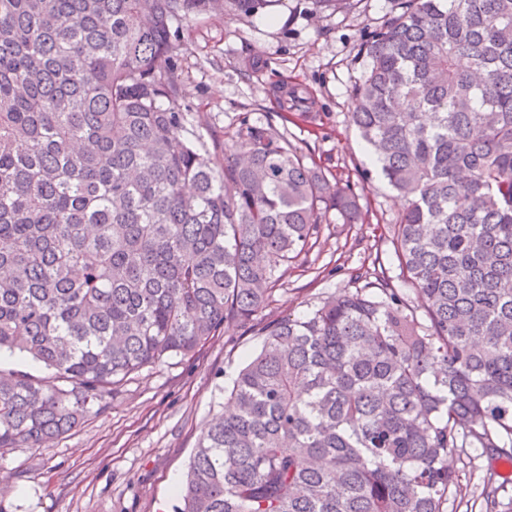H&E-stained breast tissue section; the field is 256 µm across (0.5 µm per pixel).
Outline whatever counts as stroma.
<instances>
[{
  "mask_svg": "<svg viewBox=\"0 0 512 512\" xmlns=\"http://www.w3.org/2000/svg\"><path fill=\"white\" fill-rule=\"evenodd\" d=\"M398 0H356L348 11L315 12L313 0H272L264 10L212 13L182 24L177 66L187 129L223 156L243 124L272 127L305 160L348 182L367 209L364 224L327 213L313 249L289 264L263 316L309 311L355 291L353 272L379 260L401 291L390 228L403 200L380 177L350 121L351 91L366 59L361 43ZM257 342L226 325L194 355L143 368L49 446L0 450V512H172L197 441L224 407V389ZM461 495L447 512H512V470L472 448L449 457ZM497 475L494 504L486 473Z\"/></svg>",
  "mask_w": 512,
  "mask_h": 512,
  "instance_id": "stroma-1",
  "label": "stroma"
}]
</instances>
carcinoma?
Returning <instances> with one entry per match:
<instances>
[{"instance_id":"cac0c4a2","label":"carcinoma","mask_w":512,"mask_h":512,"mask_svg":"<svg viewBox=\"0 0 512 512\" xmlns=\"http://www.w3.org/2000/svg\"><path fill=\"white\" fill-rule=\"evenodd\" d=\"M271 0H0V448H41L126 376L224 324L258 349L173 512H444L448 457L512 461V0H405L366 39L351 120L406 201L397 289L257 319L348 184L246 124L185 127L174 24ZM1 369L4 371L8 370H23L33 375L46 376L47 373L43 372L39 364L32 361L30 358L22 355H10L8 353H2L0 359Z\"/></svg>"}]
</instances>
